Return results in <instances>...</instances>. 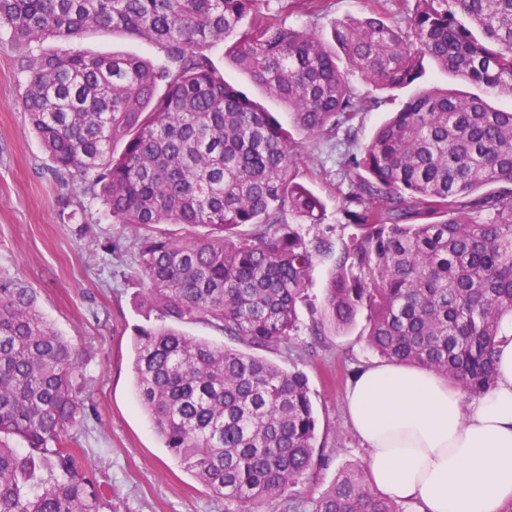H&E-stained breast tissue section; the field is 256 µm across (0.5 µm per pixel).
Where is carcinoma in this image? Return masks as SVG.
<instances>
[{
	"mask_svg": "<svg viewBox=\"0 0 512 512\" xmlns=\"http://www.w3.org/2000/svg\"><path fill=\"white\" fill-rule=\"evenodd\" d=\"M262 0H0L10 47L122 30L160 46L135 56L42 54L24 111L55 175L90 181L132 228L178 224L139 242L135 328L138 403L165 448L224 512H272L325 457L306 376L258 355L297 333L313 262L335 269L314 343L368 311V345L480 396L495 383L494 337L512 315V111L475 94L410 97L359 151L338 212L356 229L336 247L306 237L292 214L321 223L324 204L296 180L291 132L218 73L203 49L231 37L232 62L282 103L309 137L354 141L381 89L419 84L425 60L512 96V0H415L403 22L338 19L334 46L310 25L258 17ZM166 91L155 97L159 84ZM125 141L119 156L112 143ZM501 188L485 192L483 188ZM247 225L249 230L240 231ZM202 322L241 348L188 336ZM80 352L47 322L36 293L0 277V512H102L107 493L72 448L85 416ZM18 438L25 447L13 448ZM312 512H406L343 470Z\"/></svg>",
	"mask_w": 512,
	"mask_h": 512,
	"instance_id": "1",
	"label": "carcinoma"
}]
</instances>
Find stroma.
<instances>
[{"instance_id":"stroma-1","label":"stroma","mask_w":512,"mask_h":512,"mask_svg":"<svg viewBox=\"0 0 512 512\" xmlns=\"http://www.w3.org/2000/svg\"><path fill=\"white\" fill-rule=\"evenodd\" d=\"M414 0H329L316 30L330 38L335 20L380 13L386 18L411 14ZM39 51L69 54H127L161 64V48L123 31H90L67 41L48 40ZM215 68L240 91L272 112L288 115L279 101L251 75L235 67L223 45L209 48ZM357 94L382 99L364 115L352 151L368 143L376 128L409 98L410 89L382 91L352 78ZM24 74L18 50L0 47V276L32 288L51 326L82 353L78 375L85 383L87 419L73 432L75 447L96 479L112 489L103 512H224L214 497L164 448L138 405L134 369L135 326L144 324L140 307L142 277L135 262L139 239L147 228L112 223L101 202L80 181L60 179L23 109ZM302 158L298 179L326 204L322 224L304 225V233L327 234L346 241L350 226L337 220L338 181L335 147L295 133ZM334 271L332 257L317 258L298 312V332L288 350L268 353L284 370L306 374L318 418L316 445L328 463L292 496L312 504L339 472L365 463L367 452L344 416V395L356 373L377 362L368 346L367 314L344 331L327 330L321 344L309 334L311 319L324 307Z\"/></svg>"}]
</instances>
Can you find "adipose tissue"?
Wrapping results in <instances>:
<instances>
[{
    "label": "adipose tissue",
    "mask_w": 512,
    "mask_h": 512,
    "mask_svg": "<svg viewBox=\"0 0 512 512\" xmlns=\"http://www.w3.org/2000/svg\"><path fill=\"white\" fill-rule=\"evenodd\" d=\"M496 382L474 398L405 364H370L345 400L368 452L366 475L416 512H505L512 505V320L494 349Z\"/></svg>",
    "instance_id": "obj_1"
}]
</instances>
